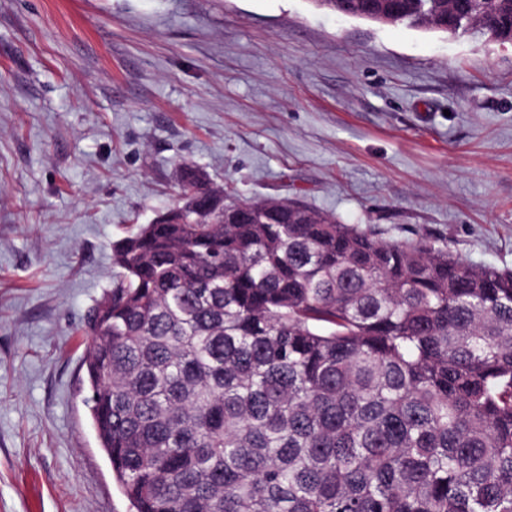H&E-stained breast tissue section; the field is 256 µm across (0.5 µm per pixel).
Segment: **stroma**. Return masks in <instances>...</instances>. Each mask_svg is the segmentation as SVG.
I'll return each mask as SVG.
<instances>
[{"instance_id":"35a3bbf8","label":"stroma","mask_w":512,"mask_h":512,"mask_svg":"<svg viewBox=\"0 0 512 512\" xmlns=\"http://www.w3.org/2000/svg\"><path fill=\"white\" fill-rule=\"evenodd\" d=\"M185 164L512 270V43L313 0H0V512H133L83 328Z\"/></svg>"}]
</instances>
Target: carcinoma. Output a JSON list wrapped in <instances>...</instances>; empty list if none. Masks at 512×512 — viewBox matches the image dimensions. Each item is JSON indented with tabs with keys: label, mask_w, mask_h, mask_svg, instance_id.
<instances>
[{
	"label": "carcinoma",
	"mask_w": 512,
	"mask_h": 512,
	"mask_svg": "<svg viewBox=\"0 0 512 512\" xmlns=\"http://www.w3.org/2000/svg\"><path fill=\"white\" fill-rule=\"evenodd\" d=\"M384 5L512 43V0ZM177 185L112 245L86 323V404L135 512H512V271L195 166Z\"/></svg>",
	"instance_id": "1"
}]
</instances>
